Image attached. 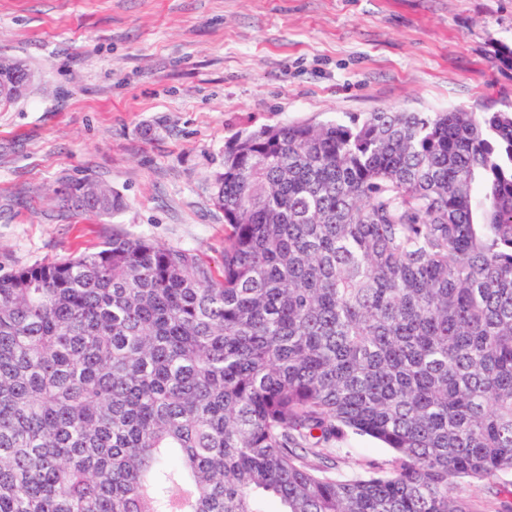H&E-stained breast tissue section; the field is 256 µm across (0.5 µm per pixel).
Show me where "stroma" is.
Instances as JSON below:
<instances>
[{"mask_svg": "<svg viewBox=\"0 0 512 512\" xmlns=\"http://www.w3.org/2000/svg\"><path fill=\"white\" fill-rule=\"evenodd\" d=\"M512 0H0V54L33 73L0 106V268L113 230L218 258L213 179L238 134L384 108L512 104ZM89 179L109 216L55 195ZM62 195L64 210L77 215L106 216L123 206L121 196L91 180L69 182Z\"/></svg>", "mask_w": 512, "mask_h": 512, "instance_id": "1", "label": "stroma"}]
</instances>
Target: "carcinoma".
<instances>
[{
    "mask_svg": "<svg viewBox=\"0 0 512 512\" xmlns=\"http://www.w3.org/2000/svg\"><path fill=\"white\" fill-rule=\"evenodd\" d=\"M213 203L215 265L114 232L0 269V512H478L460 481L512 473V108L249 131ZM331 446L336 448L338 455H348L358 459L362 464L369 462L382 463L390 458L388 449L381 448L376 441L369 437L349 436L343 440L336 441ZM338 448L344 449L339 451Z\"/></svg>",
    "mask_w": 512,
    "mask_h": 512,
    "instance_id": "cac0c4a2",
    "label": "carcinoma"
}]
</instances>
